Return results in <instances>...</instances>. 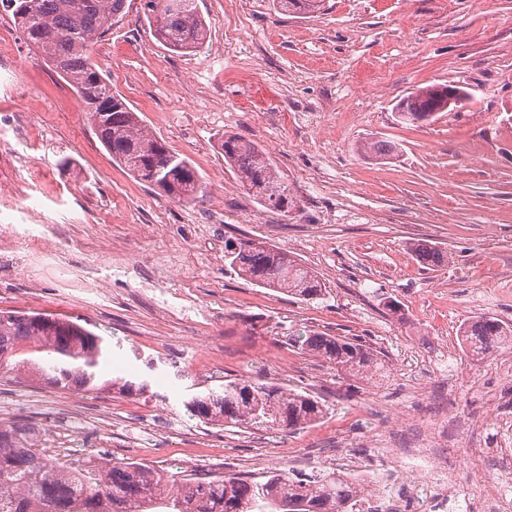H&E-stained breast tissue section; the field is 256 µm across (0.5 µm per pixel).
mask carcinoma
<instances>
[{
    "mask_svg": "<svg viewBox=\"0 0 512 512\" xmlns=\"http://www.w3.org/2000/svg\"><path fill=\"white\" fill-rule=\"evenodd\" d=\"M0 0L26 43L74 89L95 134L112 156L137 180L156 185L179 201L203 192L198 171L169 151L117 92L91 58V48L125 15L127 0ZM276 7L300 17H315L324 0H274ZM143 15L159 43L174 52L202 47L209 27L197 0H143ZM445 84L419 87L401 98V121L430 123L443 112ZM224 162L247 194L263 209L288 216L297 207L288 182L268 153L236 135H224ZM396 144L365 140L359 152L372 160L395 154ZM420 261L438 265L444 255L421 244ZM225 264L250 283L304 300L318 299L325 285L315 272L288 252L254 239L226 241ZM464 352L478 360L512 349V326L493 317L467 320L459 327ZM298 350L323 358L351 377L378 373L384 362L371 347L342 336L307 331L289 337ZM108 351L103 338L82 325L58 323L42 315L0 311V372L18 367L36 372L64 389L91 392L107 385L97 373ZM205 423L256 431L296 430L318 423L328 404L305 390H288L244 379L226 380L185 404ZM35 430L19 422L0 424V512H152L164 502L171 512H347L357 488L335 471L314 477L286 472L258 485L233 474L209 480L191 476L164 484L159 472L135 462H112L76 472L38 455L31 443Z\"/></svg>",
    "mask_w": 512,
    "mask_h": 512,
    "instance_id": "carcinoma-1",
    "label": "carcinoma"
}]
</instances>
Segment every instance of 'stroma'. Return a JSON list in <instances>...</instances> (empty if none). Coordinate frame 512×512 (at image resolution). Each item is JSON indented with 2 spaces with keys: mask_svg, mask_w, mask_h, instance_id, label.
Instances as JSON below:
<instances>
[{
  "mask_svg": "<svg viewBox=\"0 0 512 512\" xmlns=\"http://www.w3.org/2000/svg\"><path fill=\"white\" fill-rule=\"evenodd\" d=\"M206 44L175 53L127 0L91 57L205 190L180 202L113 164L70 85L0 12V213L45 238L26 270L20 233L0 234V311L84 325L110 351L101 379L145 383L72 393L31 372L0 374V417L40 429L73 422L94 456L182 478L204 469L264 482L306 461L307 474L355 455L381 466L422 448L455 463L467 512L487 494L512 501V352L482 360L457 331L491 315L512 324V0H326L315 18L273 0H197ZM455 84L470 100L412 127L397 101L420 86ZM31 112L19 127L16 112ZM232 133L265 149L301 210L253 202L224 163ZM368 138L398 156L358 154ZM259 238L311 268L326 293L305 301L255 286L224 264V243ZM429 243L441 265L418 261ZM188 252L181 280L164 256ZM399 311H391L390 303ZM299 330L356 336L380 352L383 375L337 374L288 343ZM240 378L326 399L321 422L256 432L200 422L198 393ZM407 460L379 499L423 512L432 493Z\"/></svg>",
  "mask_w": 512,
  "mask_h": 512,
  "instance_id": "stroma-1",
  "label": "stroma"
}]
</instances>
